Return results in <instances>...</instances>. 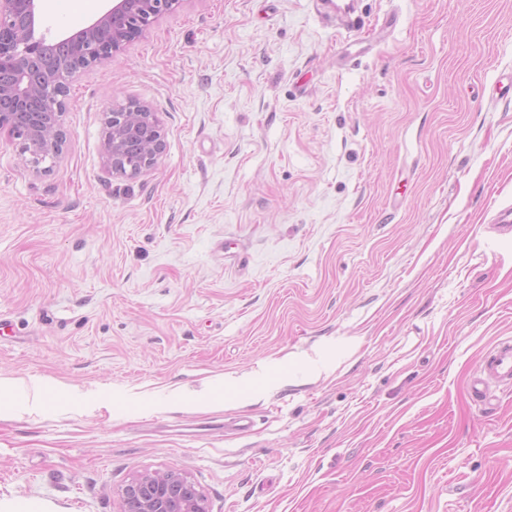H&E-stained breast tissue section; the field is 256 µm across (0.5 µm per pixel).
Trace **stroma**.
<instances>
[{"label": "stroma", "instance_id": "35a3bbf8", "mask_svg": "<svg viewBox=\"0 0 512 512\" xmlns=\"http://www.w3.org/2000/svg\"><path fill=\"white\" fill-rule=\"evenodd\" d=\"M335 2L357 29L183 0L76 74L48 174L0 133V512H122L145 471L209 512H512V387L467 393L512 338V0ZM129 99L166 142L133 178ZM155 112L135 100L111 107L103 113L102 148L109 175L136 176L153 168L164 153V135ZM141 140L136 155L131 139Z\"/></svg>", "mask_w": 512, "mask_h": 512}]
</instances>
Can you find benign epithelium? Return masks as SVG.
Masks as SVG:
<instances>
[{
  "label": "benign epithelium",
  "instance_id": "1",
  "mask_svg": "<svg viewBox=\"0 0 512 512\" xmlns=\"http://www.w3.org/2000/svg\"><path fill=\"white\" fill-rule=\"evenodd\" d=\"M40 0H0V64L11 73L0 75V105L11 103L32 113L19 126L0 113V131L18 141L26 165L39 175L47 158H59L66 141L61 117L66 111L71 74L57 58L46 36L31 37ZM104 11L78 35L65 38L70 50L93 65L112 60L125 44L139 38L160 17L177 10L182 0H107ZM164 135L156 113L135 100L103 113L102 148L109 175L136 176L153 168L164 153ZM123 501L135 512H207L205 497L188 476L174 471L144 472L123 489Z\"/></svg>",
  "mask_w": 512,
  "mask_h": 512
}]
</instances>
